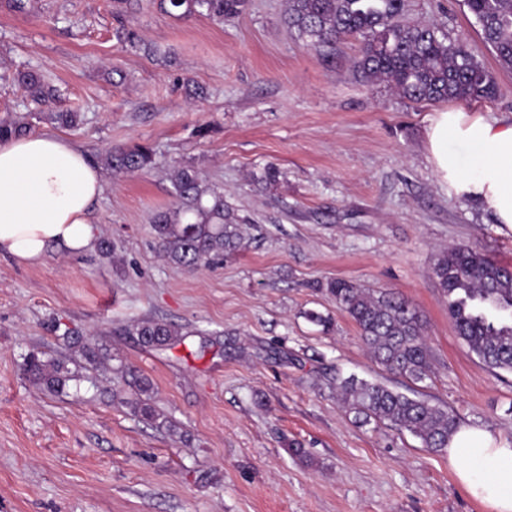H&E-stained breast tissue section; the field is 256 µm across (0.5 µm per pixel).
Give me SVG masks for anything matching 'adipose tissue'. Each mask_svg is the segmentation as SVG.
I'll return each instance as SVG.
<instances>
[{
  "label": "adipose tissue",
  "instance_id": "adipose-tissue-1",
  "mask_svg": "<svg viewBox=\"0 0 512 512\" xmlns=\"http://www.w3.org/2000/svg\"><path fill=\"white\" fill-rule=\"evenodd\" d=\"M429 159L449 194L477 202L495 223L512 227V123L487 121L456 105L426 129ZM104 170L79 147L49 135L0 142V255L35 264L52 249L90 250L93 204ZM458 482L488 512H512V443L460 426L448 442Z\"/></svg>",
  "mask_w": 512,
  "mask_h": 512
}]
</instances>
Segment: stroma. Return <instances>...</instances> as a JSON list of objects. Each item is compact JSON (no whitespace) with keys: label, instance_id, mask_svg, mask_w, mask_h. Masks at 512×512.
<instances>
[{"label":"stroma","instance_id":"obj_1","mask_svg":"<svg viewBox=\"0 0 512 512\" xmlns=\"http://www.w3.org/2000/svg\"><path fill=\"white\" fill-rule=\"evenodd\" d=\"M285 0H248L218 22L157 0H0V120L29 115L99 159L153 148V168L108 173L91 221L115 253L0 256V512H487L446 452L345 411L336 372L406 389L461 423L512 442V373L490 371L457 336L433 273L448 248L512 266V229L450 196L429 160L434 103H414L353 67L362 39L316 50L283 22ZM404 18L464 38L498 93L472 111L512 120V67L500 65L463 0H406ZM137 35L127 42L123 30ZM56 89L82 114L67 129L38 116L18 76ZM202 169L244 217V245L223 262L165 261L151 218L173 205L170 173ZM274 186L257 183L268 165ZM353 281L406 298L425 326L432 374L413 385L368 355L355 323L315 282ZM332 319L308 321L307 311ZM182 327L172 349L142 346L128 325ZM106 348L69 394L29 380L30 354L70 355L61 334ZM154 385L176 431L148 425L117 364ZM305 448L300 459L291 447Z\"/></svg>","mask_w":512,"mask_h":512}]
</instances>
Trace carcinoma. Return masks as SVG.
Instances as JSON below:
<instances>
[{"label":"carcinoma","mask_w":512,"mask_h":512,"mask_svg":"<svg viewBox=\"0 0 512 512\" xmlns=\"http://www.w3.org/2000/svg\"><path fill=\"white\" fill-rule=\"evenodd\" d=\"M482 33L483 41L499 62L512 66V0H464ZM170 14L205 15L222 21L238 15L245 0H160ZM405 0H287L284 19L315 49L334 46L347 36L359 35L363 46L354 69L368 81L386 84L412 102L448 99L479 101L491 97L496 83L461 38L402 19ZM21 82L33 101L53 100V90L41 78L27 74ZM26 115L0 121V140L26 134ZM115 173L132 174L151 168L154 151L143 144L116 146L102 157ZM175 205L156 213L151 221L159 251L173 264L196 268L233 255L241 246L242 219L224 206V193L205 183L191 164H178L171 174ZM434 275L448 296V314L457 335L479 360L492 370L512 372V268L490 259L470 246L451 248L439 257ZM337 306L356 324L363 344L386 371L418 383L429 377V351L424 324L410 303L387 291L371 293L348 280L323 285ZM129 334L150 348L181 342V330L162 320H142ZM101 347L85 343L81 360L70 357L30 356L26 375L54 395L68 394L80 370L106 359ZM348 412L368 423L374 421L399 432L407 431L426 448L443 450L459 426L456 413L426 398L410 396L387 385L336 372L328 380ZM133 413L170 431L176 425L160 420L152 402L153 385L132 376Z\"/></svg>","instance_id":"1"}]
</instances>
